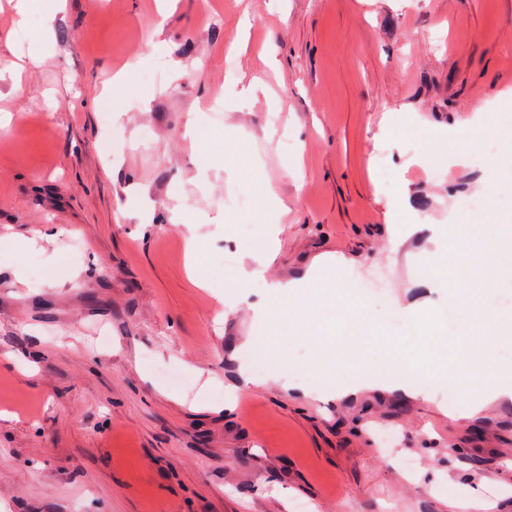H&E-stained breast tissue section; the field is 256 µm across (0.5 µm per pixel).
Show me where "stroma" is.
<instances>
[{
	"label": "stroma",
	"mask_w": 512,
	"mask_h": 512,
	"mask_svg": "<svg viewBox=\"0 0 512 512\" xmlns=\"http://www.w3.org/2000/svg\"><path fill=\"white\" fill-rule=\"evenodd\" d=\"M159 2L22 20L0 0V512H512V403L473 410L424 366L403 392L337 374L238 281L240 225L273 229L266 281L333 291L323 339L353 307L394 344L436 305L460 334L459 270H422L485 221L456 200L496 191L477 115L512 139V0ZM269 339L264 387L241 390Z\"/></svg>",
	"instance_id": "1"
}]
</instances>
